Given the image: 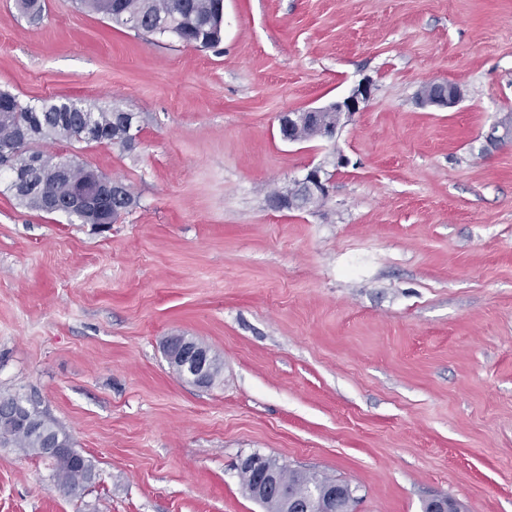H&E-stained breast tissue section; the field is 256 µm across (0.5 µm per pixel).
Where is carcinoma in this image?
Listing matches in <instances>:
<instances>
[{
  "mask_svg": "<svg viewBox=\"0 0 512 512\" xmlns=\"http://www.w3.org/2000/svg\"><path fill=\"white\" fill-rule=\"evenodd\" d=\"M80 7L101 14L115 25L150 36L172 35L182 42L212 47L221 42L224 29V0H77ZM18 11L31 18L41 16L43 0H16ZM120 107H94L70 98H48L31 105L17 96L0 91V146L11 147L0 154V170L9 171L7 190L23 206L46 211L45 192L53 191L65 202L77 183L91 172L76 168L68 178L70 161L45 154L37 145L47 140L96 142L129 148L125 120ZM112 206L102 219L114 223L137 204L131 187L115 181ZM72 449L74 458L49 454V440ZM23 448L50 462L54 486L74 493L95 481L93 462L73 449L70 435L39 409L38 403L18 395L0 396V445ZM266 464L288 482L299 499L320 485L341 486V482L290 469L268 458Z\"/></svg>",
  "mask_w": 512,
  "mask_h": 512,
  "instance_id": "carcinoma-1",
  "label": "carcinoma"
}]
</instances>
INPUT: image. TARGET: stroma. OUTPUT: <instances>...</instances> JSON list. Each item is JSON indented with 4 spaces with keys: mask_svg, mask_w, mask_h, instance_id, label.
Masks as SVG:
<instances>
[{
    "mask_svg": "<svg viewBox=\"0 0 512 512\" xmlns=\"http://www.w3.org/2000/svg\"><path fill=\"white\" fill-rule=\"evenodd\" d=\"M365 78L335 143L281 139ZM429 81L463 101L422 106ZM1 90L115 104L141 134L49 147L131 186L114 224L0 180V394L98 473L67 494L2 446L0 512H265L235 466L255 452L357 487L356 512H512V145L484 141L512 114V0H224L213 48L0 0ZM319 164L322 205H270ZM169 336L220 379L180 378ZM176 337L172 336L169 339ZM170 345L171 365L179 377L198 385H205L209 378V383L206 385L209 386L221 376L223 364L217 356H214L210 372L212 355L205 346L185 336L172 340Z\"/></svg>",
    "mask_w": 512,
    "mask_h": 512,
    "instance_id": "obj_1",
    "label": "stroma"
}]
</instances>
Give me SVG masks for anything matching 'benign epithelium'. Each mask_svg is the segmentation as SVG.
<instances>
[{
	"instance_id": "obj_1",
	"label": "benign epithelium",
	"mask_w": 512,
	"mask_h": 512,
	"mask_svg": "<svg viewBox=\"0 0 512 512\" xmlns=\"http://www.w3.org/2000/svg\"><path fill=\"white\" fill-rule=\"evenodd\" d=\"M373 92V83L365 79L355 85L349 94L333 103L320 107H311L295 112H287L279 119V130L283 140L300 143L318 138L333 140L339 125L320 126L313 123L314 117L321 112L336 113V120L350 119L364 108ZM465 97L464 90L456 84L431 81L425 84L418 97L424 106L439 109L456 107ZM485 141L493 146L512 142V125L504 121L492 122L484 133ZM295 186L302 189L303 196L327 195L326 181L322 179V168L313 167L306 175L295 181ZM46 206L52 210L66 209L75 214H89L93 203L84 192L79 191L63 204L57 202L51 192H46ZM212 355L205 346L191 338L180 336L171 341V365L176 373L198 385L207 383ZM239 465L249 467L258 473L257 481L247 490L248 495L262 503L271 497L282 500L286 512H311L317 507L320 512H336V488L320 486L309 501L292 497L288 487L279 483L277 476L265 462L263 456L251 454L240 459Z\"/></svg>"
}]
</instances>
